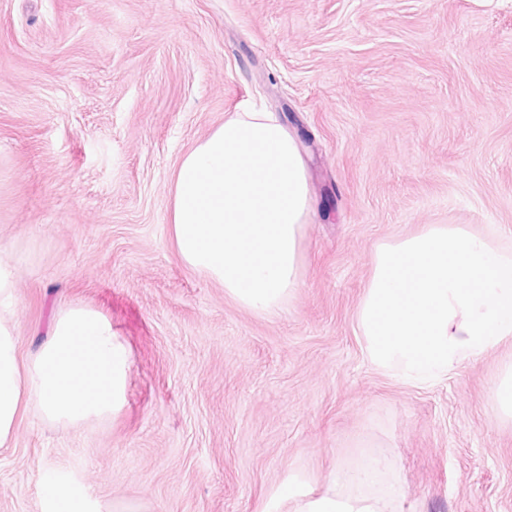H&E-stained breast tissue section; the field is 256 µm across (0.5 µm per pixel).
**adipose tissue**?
<instances>
[{
    "label": "adipose tissue",
    "instance_id": "obj_1",
    "mask_svg": "<svg viewBox=\"0 0 512 512\" xmlns=\"http://www.w3.org/2000/svg\"><path fill=\"white\" fill-rule=\"evenodd\" d=\"M171 240L179 261L223 286L260 317L283 312L303 281L308 166L299 142L271 112L241 109L185 153L170 191ZM16 245L0 243V448L19 417L73 427L117 418L125 409L131 352L101 313L76 305L58 314L35 351L18 353ZM46 512H140L136 503L103 505L71 481L47 482ZM393 463L365 457L343 465L313 491L294 477L267 512H402Z\"/></svg>",
    "mask_w": 512,
    "mask_h": 512
}]
</instances>
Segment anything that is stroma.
I'll list each match as a JSON object with an SVG mask.
<instances>
[{
    "instance_id": "obj_1",
    "label": "stroma",
    "mask_w": 512,
    "mask_h": 512,
    "mask_svg": "<svg viewBox=\"0 0 512 512\" xmlns=\"http://www.w3.org/2000/svg\"><path fill=\"white\" fill-rule=\"evenodd\" d=\"M244 102L309 156L304 280L271 318L170 242L176 165ZM426 224L512 245V0H0L18 350L82 303L132 352L119 419L21 416L0 512H44L50 476L141 512H264L365 452L394 462L405 512H512L490 399L512 343L411 386L356 333L375 245Z\"/></svg>"
}]
</instances>
